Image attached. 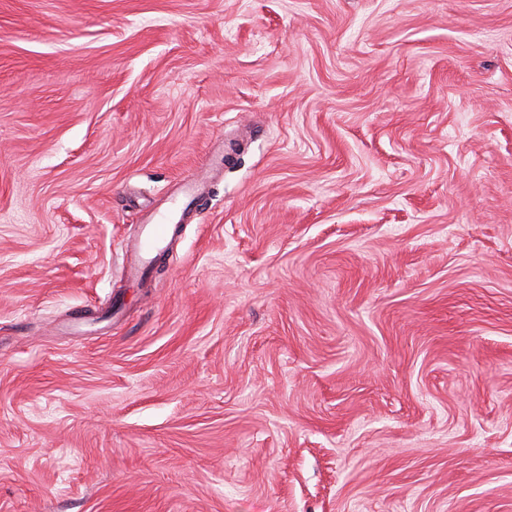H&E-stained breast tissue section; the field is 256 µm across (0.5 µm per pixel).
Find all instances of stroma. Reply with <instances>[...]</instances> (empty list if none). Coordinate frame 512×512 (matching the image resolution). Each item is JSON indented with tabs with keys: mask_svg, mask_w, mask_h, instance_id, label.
Segmentation results:
<instances>
[{
	"mask_svg": "<svg viewBox=\"0 0 512 512\" xmlns=\"http://www.w3.org/2000/svg\"><path fill=\"white\" fill-rule=\"evenodd\" d=\"M0 512H512V0H0ZM171 224L170 215L160 214L155 224L143 230L137 247V260L130 268L131 276L140 277L146 266L155 258L154 255L166 249Z\"/></svg>",
	"mask_w": 512,
	"mask_h": 512,
	"instance_id": "1",
	"label": "stroma"
}]
</instances>
